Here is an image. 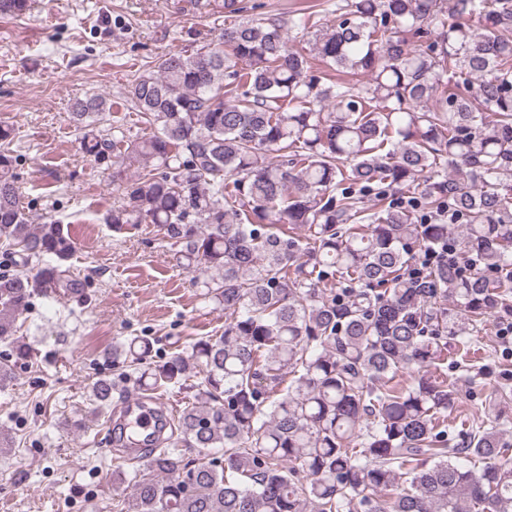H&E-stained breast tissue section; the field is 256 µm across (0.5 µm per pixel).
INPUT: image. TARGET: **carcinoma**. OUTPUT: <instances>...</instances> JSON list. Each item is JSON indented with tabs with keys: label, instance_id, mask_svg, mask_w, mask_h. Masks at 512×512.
<instances>
[{
	"label": "carcinoma",
	"instance_id": "obj_1",
	"mask_svg": "<svg viewBox=\"0 0 512 512\" xmlns=\"http://www.w3.org/2000/svg\"><path fill=\"white\" fill-rule=\"evenodd\" d=\"M29 8L0 0L2 15ZM336 14L313 51L348 81L289 44L303 15L167 53L128 86L146 129L133 140L98 134L105 97L72 106L82 152L143 166L104 221L159 227L224 310L223 335L158 364L139 337L106 352L101 405L128 378L195 391L178 430L197 455L149 449L127 512H512L500 423L448 435V340L468 372L484 324L512 310V0H343ZM13 131L0 125V241L49 259L32 277L0 272V339L18 363L32 355L14 339L19 311L77 288L69 234L29 223ZM444 209L461 233L423 218ZM452 241L471 272L413 273L415 250Z\"/></svg>",
	"mask_w": 512,
	"mask_h": 512
}]
</instances>
